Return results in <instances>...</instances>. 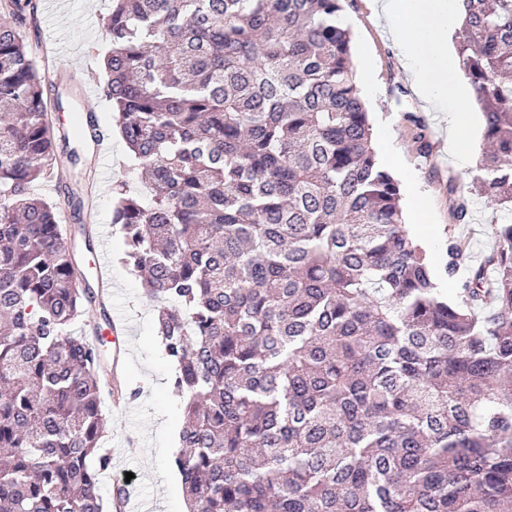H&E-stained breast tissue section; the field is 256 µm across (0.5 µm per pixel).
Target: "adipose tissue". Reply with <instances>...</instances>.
<instances>
[{
  "instance_id": "1",
  "label": "adipose tissue",
  "mask_w": 512,
  "mask_h": 512,
  "mask_svg": "<svg viewBox=\"0 0 512 512\" xmlns=\"http://www.w3.org/2000/svg\"><path fill=\"white\" fill-rule=\"evenodd\" d=\"M373 2L389 26L413 90L448 117L449 154L467 161L474 117L459 60L450 46L462 26V0Z\"/></svg>"
}]
</instances>
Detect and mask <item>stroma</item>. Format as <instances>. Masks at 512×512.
<instances>
[{"instance_id": "stroma-1", "label": "stroma", "mask_w": 512, "mask_h": 512, "mask_svg": "<svg viewBox=\"0 0 512 512\" xmlns=\"http://www.w3.org/2000/svg\"><path fill=\"white\" fill-rule=\"evenodd\" d=\"M35 19L23 26L22 34L34 48L38 68L60 83L64 92L80 91L84 81L104 84L103 58L110 41L103 25L111 0H33ZM344 15L353 19L349 27L353 67L362 64L360 47L370 50L369 64L378 85L374 98L367 100L370 123L392 119L396 147L411 167L419 190L430 207L429 230L433 236L426 258L435 271H442L443 253L449 238L467 244L463 265L479 262L496 245L495 225L512 220V208L477 198L472 181L477 173L473 163L463 164L444 151L447 120L443 113L423 103L413 92L393 45L385 20L372 17L367 0H345ZM69 55V70L58 71L53 52ZM100 127L110 135L112 177L126 180L132 190L143 191L141 172L128 159L126 147L113 132L112 109L107 99L95 106ZM423 122L427 147L419 149L414 136L416 122ZM456 177L458 190L449 194L448 179ZM36 194L55 202L67 241L75 242L82 270L93 274L95 256L86 250L85 237H97L99 225H111L115 196L104 188L95 203L92 221L78 232L63 185L49 181L35 184ZM467 201L466 220H458V201ZM111 263L108 276L114 294L112 305L132 316L129 354L115 369H104L105 382H117L127 403L125 415L113 418L111 435L121 441V456L115 459L111 476L100 481V494L109 497L115 479L130 478L138 496L155 507V512H185L186 497L181 476L174 464L180 452L182 401L173 382L175 365L156 342V305L144 294V284L125 260L120 228L113 227L109 240Z\"/></svg>"}]
</instances>
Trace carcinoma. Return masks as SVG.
Returning <instances> with one entry per match:
<instances>
[{"instance_id": "cac0c4a2", "label": "carcinoma", "mask_w": 512, "mask_h": 512, "mask_svg": "<svg viewBox=\"0 0 512 512\" xmlns=\"http://www.w3.org/2000/svg\"><path fill=\"white\" fill-rule=\"evenodd\" d=\"M344 0H112L103 92L149 200L113 187L184 404L189 512H512V224L454 297L402 220ZM512 202V0H462ZM0 0V512H107L99 299L33 185L71 165L60 86ZM463 247L448 241L444 273ZM494 308L479 312L487 299ZM91 319L95 323V327H89L88 320ZM87 324L88 326L84 325ZM106 328L105 319L100 315V310L94 304L87 306L83 316L76 320L72 330L75 334L84 333L86 336H98L97 329Z\"/></svg>"}]
</instances>
